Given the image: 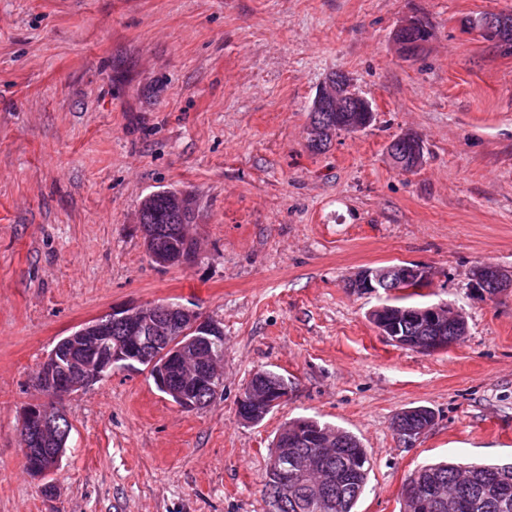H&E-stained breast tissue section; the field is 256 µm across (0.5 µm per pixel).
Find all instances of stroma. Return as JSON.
Segmentation results:
<instances>
[{"label":"stroma","mask_w":512,"mask_h":512,"mask_svg":"<svg viewBox=\"0 0 512 512\" xmlns=\"http://www.w3.org/2000/svg\"><path fill=\"white\" fill-rule=\"evenodd\" d=\"M512 0H0V512H272L268 452L299 417L346 429L371 457L357 512H399L424 463L512 460V55L462 21ZM409 17L432 36L403 59ZM345 74L374 118L308 149L312 101ZM416 133L424 162L386 152ZM194 199L190 265L152 263L138 210ZM430 267L421 304L467 320L463 344L424 354L380 335L386 295L348 289L365 268ZM177 302L224 330V390L182 410L148 368L63 401L61 465L23 468L21 413L41 363L81 324ZM288 400L240 421L252 375ZM424 406L411 442L392 430ZM51 492H44V485ZM399 139L403 140L409 146V153L406 158L400 160L391 159L397 167H405L403 169L406 172L419 168L424 159L423 143L419 136L412 131H404L399 136ZM409 168V169H407ZM487 282L492 283L496 290L494 294H490L485 288ZM512 290V271L501 268L492 263H485L479 265L475 269V274L472 280L471 291L475 295L485 299H491L503 292ZM422 407H416L411 408L408 410L403 411L401 414H399L396 419L392 423V428L395 432V434L403 439H412L422 433H424L429 426L421 427L424 424H428L431 421V424L434 422V414L429 411L427 420L426 417L420 416L419 419H416V423L418 426L414 425L412 422V417H417L420 415Z\"/></svg>","instance_id":"stroma-1"}]
</instances>
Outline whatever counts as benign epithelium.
I'll list each match as a JSON object with an SVG mask.
<instances>
[{
  "instance_id": "obj_1",
  "label": "benign epithelium",
  "mask_w": 512,
  "mask_h": 512,
  "mask_svg": "<svg viewBox=\"0 0 512 512\" xmlns=\"http://www.w3.org/2000/svg\"><path fill=\"white\" fill-rule=\"evenodd\" d=\"M326 97L341 103L350 98L356 101L352 110L336 108V127L352 133L366 128L373 109L371 103L351 92L349 82L340 78L336 84H328L323 90ZM409 146L406 158L395 161L398 167L415 169L422 165L424 159L423 143L412 131H404L399 135ZM390 272L399 279L414 277L425 283L431 278L428 267L412 263H403L390 268ZM382 285L381 275L373 269H364L350 279L347 287L354 291L376 293ZM512 290V271L492 263H485L475 269L472 280V293L491 299L503 292ZM165 310L170 313L181 312L184 328L181 335L174 341L170 340L171 330L166 322H160L142 305H128L112 310V320L122 323L127 329L125 341L119 344L112 358L108 361L97 355L96 339L106 333L105 325L93 322L84 325L71 335L60 341L62 351L68 353L67 364L59 365L54 374L48 376L50 393L66 397L85 388L96 380H101L116 367L119 361H140L143 359V339L149 338L161 342L163 349L152 359L157 386L163 390L178 384L184 387L211 386L213 379L205 366L190 367L187 364L189 353L196 348L208 347L211 343L224 340V331L220 325L207 318H201L187 312L183 306L175 307L168 303ZM371 319L380 335L393 343L415 348L424 353L444 351L461 341L467 333V322L464 313L449 305L411 306L394 308L386 304L377 307L371 313ZM413 319L427 330L435 332V336L422 341L413 340L401 335L404 321ZM452 335L446 336V329ZM288 382L280 378L274 382L265 376L248 384L237 403L240 420L246 424H256L272 409L288 400ZM421 414V408H411L399 414L392 423L395 434L403 439H412L426 431L424 427L413 424L412 418ZM30 448L26 449L30 460L31 472L40 478L52 474L60 464V453L47 447L52 440V430L46 420L40 418L30 423ZM269 478L275 480L279 488L278 504L284 506L285 501L295 500V491L309 485L307 471L304 468L288 466V457L277 460L269 471Z\"/></svg>"
}]
</instances>
